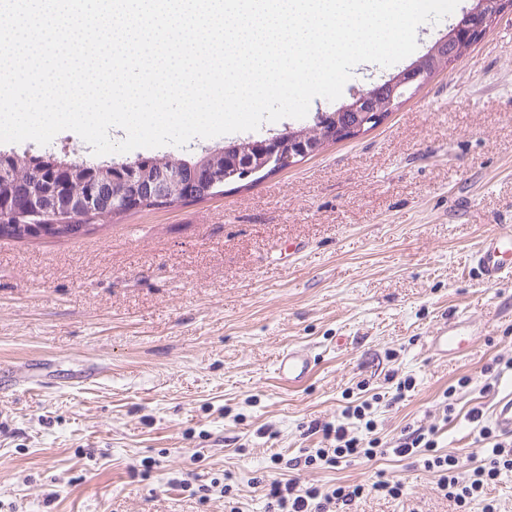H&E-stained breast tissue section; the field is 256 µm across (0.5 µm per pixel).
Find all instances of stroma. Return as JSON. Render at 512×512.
I'll use <instances>...</instances> for the list:
<instances>
[{
    "label": "stroma",
    "instance_id": "35a3bbf8",
    "mask_svg": "<svg viewBox=\"0 0 512 512\" xmlns=\"http://www.w3.org/2000/svg\"><path fill=\"white\" fill-rule=\"evenodd\" d=\"M509 228L512 11L377 127L287 170L78 238L0 240V512H267L272 478L380 476L405 495L349 512H456L392 449L435 424L438 453L478 460L512 382V280L481 283L470 256ZM447 323L471 338L448 358L428 349ZM300 345L317 366L294 386L276 366ZM372 395L382 454L305 467L311 422Z\"/></svg>",
    "mask_w": 512,
    "mask_h": 512
}]
</instances>
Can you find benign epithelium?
Returning a JSON list of instances; mask_svg holds the SVG:
<instances>
[{"label": "benign epithelium", "instance_id": "obj_1", "mask_svg": "<svg viewBox=\"0 0 512 512\" xmlns=\"http://www.w3.org/2000/svg\"><path fill=\"white\" fill-rule=\"evenodd\" d=\"M507 10H512V0H475L474 6L465 14V21L451 32L439 37L427 51L405 66L385 82L352 96L331 114L318 117L312 130H288L273 135L262 142L250 139L231 147L219 148L216 153L224 157V179L245 180L252 173L268 165L278 157L276 169H284L294 160L309 156L324 146L321 135L327 130L339 131L352 137L370 124H377L384 115L406 99L411 89L423 86L443 65H450L459 56L462 45L478 42ZM84 168L77 161L62 160L56 163L54 171L59 173L60 188L68 193L74 173ZM217 175L209 167L199 164L183 168L163 170L145 182L120 184L107 180L94 181L81 195L82 210L90 216H104L114 208L116 200L125 202V207L134 209L143 200L156 202L171 198L172 190L180 187L185 195L197 196L196 188L212 185ZM41 206L39 183L36 180L18 179L13 182L11 203L5 208L26 216Z\"/></svg>", "mask_w": 512, "mask_h": 512}]
</instances>
